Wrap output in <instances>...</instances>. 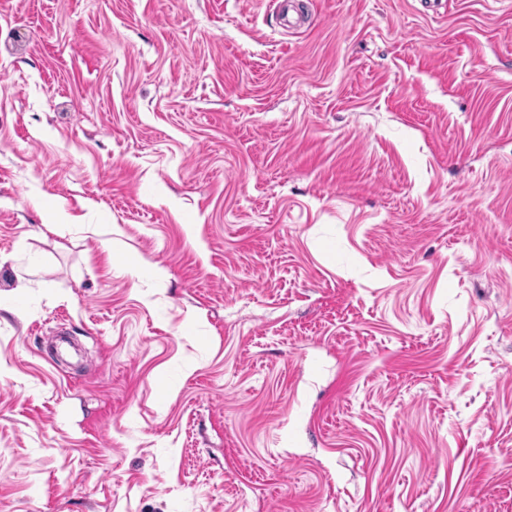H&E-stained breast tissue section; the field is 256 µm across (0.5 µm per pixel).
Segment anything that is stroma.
Listing matches in <instances>:
<instances>
[{"label": "stroma", "mask_w": 512, "mask_h": 512, "mask_svg": "<svg viewBox=\"0 0 512 512\" xmlns=\"http://www.w3.org/2000/svg\"><path fill=\"white\" fill-rule=\"evenodd\" d=\"M0 512H512V0H0Z\"/></svg>", "instance_id": "obj_1"}]
</instances>
